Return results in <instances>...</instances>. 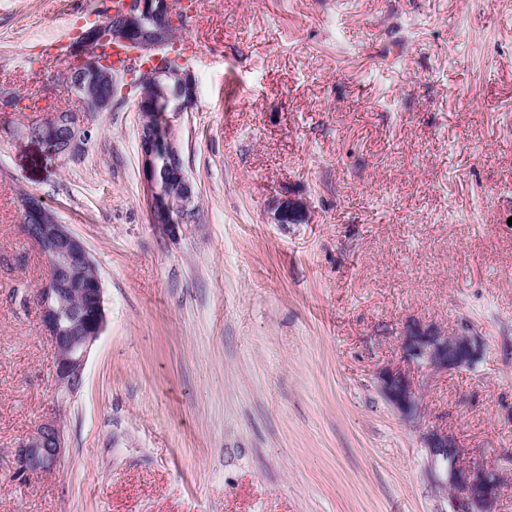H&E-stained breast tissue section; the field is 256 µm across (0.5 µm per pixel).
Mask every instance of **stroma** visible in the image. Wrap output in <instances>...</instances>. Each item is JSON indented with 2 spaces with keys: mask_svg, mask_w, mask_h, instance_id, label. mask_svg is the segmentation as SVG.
<instances>
[{
  "mask_svg": "<svg viewBox=\"0 0 512 512\" xmlns=\"http://www.w3.org/2000/svg\"><path fill=\"white\" fill-rule=\"evenodd\" d=\"M104 0H0V512H450L424 431L497 464L512 512V0H206L180 120L195 223L150 221L134 95L90 114L78 159L25 130L67 84ZM58 44L50 54V44ZM38 197L88 247L106 327L62 397L36 301ZM305 222L276 224L284 196ZM416 319L474 327L482 359L377 387ZM57 418L67 447L22 479ZM378 389L385 400L409 424L423 413L421 395L410 375L401 367L385 366L377 372ZM65 447V437L59 422L55 418L42 420L15 448L17 475L29 477L54 469Z\"/></svg>",
  "mask_w": 512,
  "mask_h": 512,
  "instance_id": "obj_1",
  "label": "stroma"
}]
</instances>
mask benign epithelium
Instances as JSON below:
<instances>
[{"mask_svg": "<svg viewBox=\"0 0 512 512\" xmlns=\"http://www.w3.org/2000/svg\"><path fill=\"white\" fill-rule=\"evenodd\" d=\"M163 4L165 0H121L107 13V19L81 32L72 44L69 74L71 88L82 109H67L63 114L54 112L29 125L26 133L50 155L79 156L90 138L87 114L109 108L120 87L119 68L100 49L109 51L119 44L135 60L149 57L143 66L132 69L134 85L146 90L173 78L181 99L177 111L160 114L144 92L137 98L141 170L151 221L175 236L181 227L194 222L196 213L193 186L181 157L178 120L195 104L197 83L182 59L165 51L173 31L189 17V10L184 8L178 15ZM98 74L108 83V92L91 100L83 95L82 82L85 77ZM159 146L168 159L171 180L177 185L173 192H165L157 177ZM31 210L29 205L24 208L23 223L28 237L41 249L49 264L46 281H59L68 276L74 262L90 261L86 244L68 225L52 217L47 224H31ZM272 210L275 223L297 224L305 218L307 206L302 200L288 196L277 200ZM68 293L67 288H41L38 305L43 327L55 345L58 387L74 394L82 387L90 350L105 329L106 312L104 288L101 279L96 278L84 288L87 305L78 314L77 322L67 326ZM483 347L482 338L467 324L450 336L434 325L411 321L401 336L404 361L431 371L470 368L481 358ZM377 384L385 400L406 422H419L423 401L404 369L381 368L377 372ZM422 440L428 448L434 481L453 488L452 512H497L501 495L497 466L468 459L456 438L445 431L428 430L422 434ZM64 451L65 437L59 422L46 418L15 448L16 473L28 477L47 472L58 465Z\"/></svg>", "mask_w": 512, "mask_h": 512, "instance_id": "7a95c632", "label": "benign epithelium"}]
</instances>
